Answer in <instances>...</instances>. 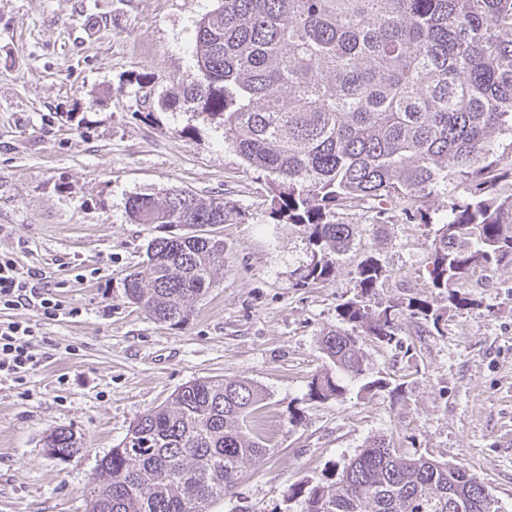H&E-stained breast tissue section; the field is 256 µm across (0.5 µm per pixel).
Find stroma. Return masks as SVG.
Returning <instances> with one entry per match:
<instances>
[{
  "mask_svg": "<svg viewBox=\"0 0 512 512\" xmlns=\"http://www.w3.org/2000/svg\"><path fill=\"white\" fill-rule=\"evenodd\" d=\"M216 0H0V254L44 268L55 296L80 308L40 322L41 366L0 381V512H91L99 460L146 411L185 383L247 380L265 394L264 459L245 462L232 495L211 512H301L290 488L328 484L373 442L403 456L465 467L512 512V262L466 282L452 308L431 285L434 224H375L337 211L350 250L331 280L304 284L311 246L271 212L263 173L247 168L222 127L167 106L197 77L194 28ZM180 186L223 196L224 268L179 326L124 295L155 229L130 223L128 198ZM28 244L16 249L17 240ZM385 275L375 307L425 300L432 316H400L391 341L359 339L362 375L340 398L309 395L330 362L323 332L356 295L366 258ZM72 429L75 457L46 437Z\"/></svg>",
  "mask_w": 512,
  "mask_h": 512,
  "instance_id": "1",
  "label": "stroma"
}]
</instances>
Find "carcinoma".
<instances>
[{
    "mask_svg": "<svg viewBox=\"0 0 512 512\" xmlns=\"http://www.w3.org/2000/svg\"><path fill=\"white\" fill-rule=\"evenodd\" d=\"M194 31L197 78L175 94L218 123L247 167L265 173L274 212L312 245L306 279L332 277L329 253L350 246L348 224L332 214L363 203L381 215L402 205L409 218L439 224L432 242V287L448 303L476 270L512 259V0H217ZM434 217L422 204L450 199ZM133 224L166 231L148 242L141 266L124 280L131 303L160 323L180 325L191 302L224 266L215 235L232 211L222 198L171 187L137 195ZM382 266L368 258L355 272L358 293L338 305L351 329L323 334L332 364L310 395L337 398L341 375L362 374L359 336L390 341L398 314L428 317L425 301L398 298L370 309ZM263 400L250 381L204 378L141 415L103 457L87 492L92 512H208L231 493L242 464L267 448L255 431ZM73 430L46 447L79 453ZM303 512H495L468 471L447 461L410 459L382 440L363 449L337 481L293 489Z\"/></svg>",
    "mask_w": 512,
    "mask_h": 512,
    "instance_id": "cac0c4a2",
    "label": "carcinoma"
}]
</instances>
